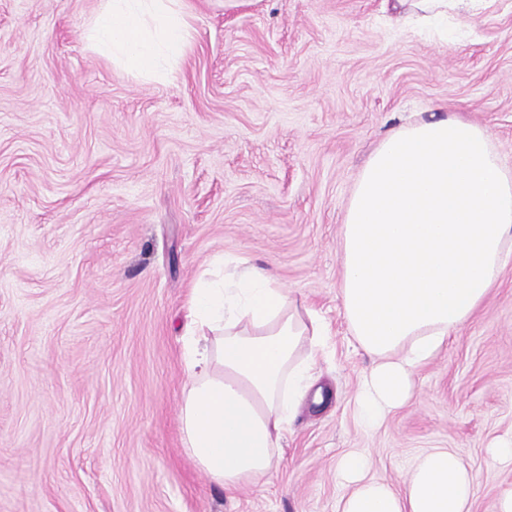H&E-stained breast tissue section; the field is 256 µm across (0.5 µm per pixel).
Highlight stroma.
<instances>
[{"instance_id":"obj_1","label":"stroma","mask_w":512,"mask_h":512,"mask_svg":"<svg viewBox=\"0 0 512 512\" xmlns=\"http://www.w3.org/2000/svg\"><path fill=\"white\" fill-rule=\"evenodd\" d=\"M101 0H0V512H336L346 452L402 487L447 448L472 512L512 488V262L373 433L355 417L369 357L338 293L356 177L404 120L484 126L512 167V0L455 17L446 44L391 26L384 0H185L191 45L154 81L84 37ZM265 268L330 328L259 486L227 493L186 453L183 329L215 256Z\"/></svg>"}]
</instances>
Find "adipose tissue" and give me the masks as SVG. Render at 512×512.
Listing matches in <instances>:
<instances>
[{
	"mask_svg": "<svg viewBox=\"0 0 512 512\" xmlns=\"http://www.w3.org/2000/svg\"><path fill=\"white\" fill-rule=\"evenodd\" d=\"M488 0H385L391 19L448 33ZM85 37L125 71L169 77L189 24L179 0H104ZM339 290L351 338L371 360L356 396L363 429L411 401L418 369L483 304L512 259V168L484 127L454 115L392 128L361 169L339 242ZM181 435L227 491L256 484L313 386L329 327L263 268L215 257L196 284L185 331ZM312 392V391H311ZM371 455L342 457L338 512H471L475 478L456 453L416 460L403 488L369 477Z\"/></svg>",
	"mask_w": 512,
	"mask_h": 512,
	"instance_id": "ef3b65f1",
	"label": "adipose tissue"
}]
</instances>
